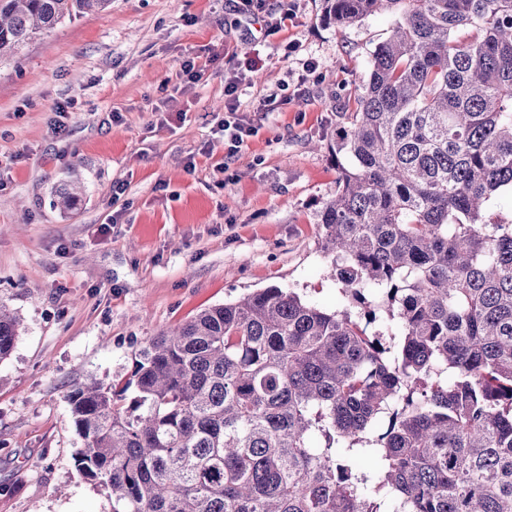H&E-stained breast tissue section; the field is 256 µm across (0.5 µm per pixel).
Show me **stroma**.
Masks as SVG:
<instances>
[{
    "mask_svg": "<svg viewBox=\"0 0 512 512\" xmlns=\"http://www.w3.org/2000/svg\"><path fill=\"white\" fill-rule=\"evenodd\" d=\"M279 1L293 25L254 43L240 0H112L0 61V302L24 326L0 361V512H112L75 469L83 442L67 396L125 377L152 336L271 286L336 307L317 214L336 192L357 83L394 19L340 28L322 0L266 4ZM291 42L317 64L299 96ZM188 58L199 82L181 71ZM243 68L256 133L228 161L214 119L225 72ZM281 92L288 104L259 111ZM68 180L84 194L62 211L53 194Z\"/></svg>",
    "mask_w": 512,
    "mask_h": 512,
    "instance_id": "stroma-1",
    "label": "stroma"
}]
</instances>
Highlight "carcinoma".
<instances>
[{
    "instance_id": "1",
    "label": "carcinoma",
    "mask_w": 512,
    "mask_h": 512,
    "mask_svg": "<svg viewBox=\"0 0 512 512\" xmlns=\"http://www.w3.org/2000/svg\"><path fill=\"white\" fill-rule=\"evenodd\" d=\"M108 2L0 0V59ZM322 10L394 17L319 211L339 304L266 288L72 389L112 512H512V219L485 220L512 196V0ZM19 326L0 304L1 361Z\"/></svg>"
}]
</instances>
